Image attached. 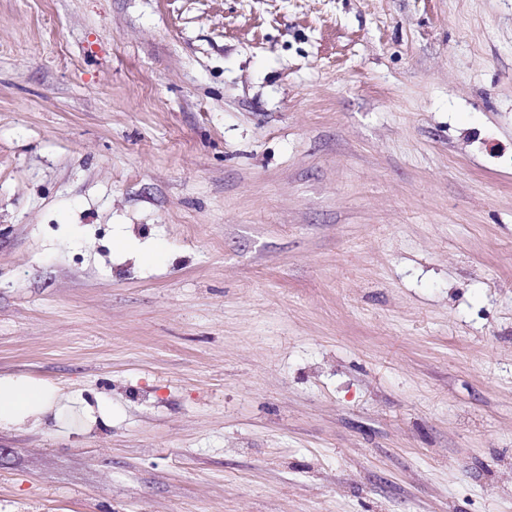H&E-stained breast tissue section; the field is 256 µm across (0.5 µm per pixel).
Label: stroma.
Instances as JSON below:
<instances>
[{
  "instance_id": "35a3bbf8",
  "label": "stroma",
  "mask_w": 512,
  "mask_h": 512,
  "mask_svg": "<svg viewBox=\"0 0 512 512\" xmlns=\"http://www.w3.org/2000/svg\"><path fill=\"white\" fill-rule=\"evenodd\" d=\"M6 374L0 512H512V0H0ZM55 388L33 378L0 376V426L20 427L31 418L52 417L64 427L74 426L80 418L76 400L59 405Z\"/></svg>"
}]
</instances>
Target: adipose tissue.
Returning a JSON list of instances; mask_svg holds the SVG:
<instances>
[{
	"mask_svg": "<svg viewBox=\"0 0 512 512\" xmlns=\"http://www.w3.org/2000/svg\"><path fill=\"white\" fill-rule=\"evenodd\" d=\"M53 417L62 426L75 425L80 412L76 403L60 404L55 388L33 378L0 376V426L20 427L29 419Z\"/></svg>",
	"mask_w": 512,
	"mask_h": 512,
	"instance_id": "ef3b65f1",
	"label": "adipose tissue"
}]
</instances>
